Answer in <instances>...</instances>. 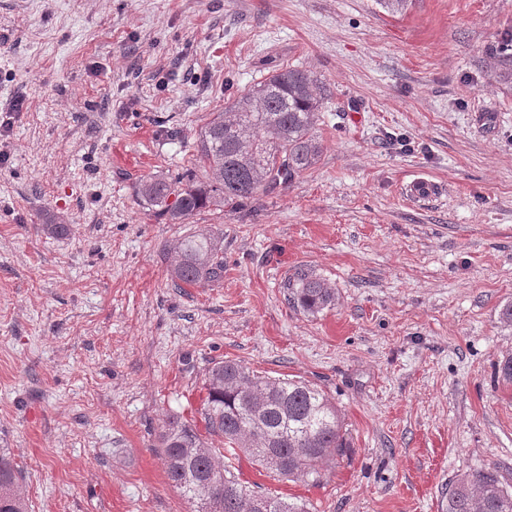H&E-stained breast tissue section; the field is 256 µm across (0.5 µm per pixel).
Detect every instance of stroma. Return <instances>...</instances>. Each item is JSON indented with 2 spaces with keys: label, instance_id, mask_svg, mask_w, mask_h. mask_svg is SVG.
<instances>
[{
  "label": "stroma",
  "instance_id": "35a3bbf8",
  "mask_svg": "<svg viewBox=\"0 0 512 512\" xmlns=\"http://www.w3.org/2000/svg\"><path fill=\"white\" fill-rule=\"evenodd\" d=\"M1 34L0 111L24 106L0 162V447L31 512H190L154 444L200 424L220 360L317 384L350 441L317 482L239 457L249 489L442 512L456 475L512 485V0H0ZM288 64L333 92L312 170L184 225L138 201ZM418 175L435 196H407ZM210 226L223 281L174 287L169 247ZM300 266L334 307L289 303Z\"/></svg>",
  "mask_w": 512,
  "mask_h": 512
}]
</instances>
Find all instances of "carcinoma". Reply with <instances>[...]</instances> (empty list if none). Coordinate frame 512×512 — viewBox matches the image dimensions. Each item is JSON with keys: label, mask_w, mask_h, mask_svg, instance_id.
Returning a JSON list of instances; mask_svg holds the SVG:
<instances>
[{"label": "carcinoma", "mask_w": 512, "mask_h": 512, "mask_svg": "<svg viewBox=\"0 0 512 512\" xmlns=\"http://www.w3.org/2000/svg\"><path fill=\"white\" fill-rule=\"evenodd\" d=\"M331 92L306 70L285 66L241 91L214 112L198 134L193 168L182 175L151 176L136 189L139 201L160 208L172 224L200 210L272 196L311 170L323 151L315 126ZM174 287H204L224 279V236L199 229L173 247ZM288 301L309 314L336 302V291L307 267L288 277ZM201 409L205 430L222 438L225 453L249 456L285 478H319L348 448L341 414L321 389L303 380L259 375L235 360L212 363L205 373ZM156 450L170 484L194 512H256L250 490L224 464L196 426L173 417L158 434ZM23 473L11 451L0 448V512H29ZM266 512H308L296 498L264 494ZM447 512H512V491L495 467L448 481Z\"/></svg>", "instance_id": "obj_1"}]
</instances>
